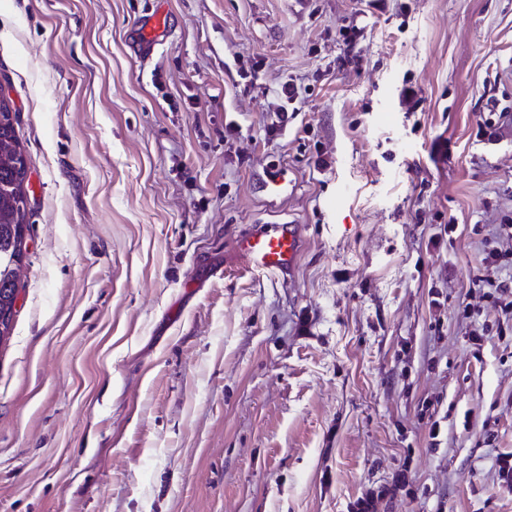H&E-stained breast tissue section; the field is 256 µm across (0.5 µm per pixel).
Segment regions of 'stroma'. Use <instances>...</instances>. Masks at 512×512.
<instances>
[{
  "label": "stroma",
  "mask_w": 512,
  "mask_h": 512,
  "mask_svg": "<svg viewBox=\"0 0 512 512\" xmlns=\"http://www.w3.org/2000/svg\"><path fill=\"white\" fill-rule=\"evenodd\" d=\"M0 94V512H512V0H0ZM167 26L166 15L162 12H157L141 23L139 28V42L144 49L153 47L160 33H162ZM11 101L0 97V344L13 325L17 277L15 267L25 257L27 163L19 147ZM235 250L255 270L287 274L296 266L302 239L292 221H280L243 234Z\"/></svg>",
  "instance_id": "35a3bbf8"
}]
</instances>
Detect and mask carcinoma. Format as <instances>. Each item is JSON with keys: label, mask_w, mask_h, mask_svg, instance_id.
Returning <instances> with one entry per match:
<instances>
[{"label": "carcinoma", "mask_w": 512, "mask_h": 512, "mask_svg": "<svg viewBox=\"0 0 512 512\" xmlns=\"http://www.w3.org/2000/svg\"><path fill=\"white\" fill-rule=\"evenodd\" d=\"M11 101L0 97V337L10 335L17 277L15 267L25 257L27 163L19 147Z\"/></svg>", "instance_id": "carcinoma-1"}]
</instances>
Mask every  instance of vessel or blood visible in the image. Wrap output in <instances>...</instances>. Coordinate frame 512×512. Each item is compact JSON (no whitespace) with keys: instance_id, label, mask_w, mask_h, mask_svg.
Here are the masks:
<instances>
[{"instance_id":"obj_1","label":"vessel or blood","mask_w":512,"mask_h":512,"mask_svg":"<svg viewBox=\"0 0 512 512\" xmlns=\"http://www.w3.org/2000/svg\"><path fill=\"white\" fill-rule=\"evenodd\" d=\"M167 26L164 13L158 12L143 21L139 42L143 48L153 47ZM236 252L258 271L287 274L294 270L302 251L301 236L292 222L280 221L243 234L236 242Z\"/></svg>"}]
</instances>
